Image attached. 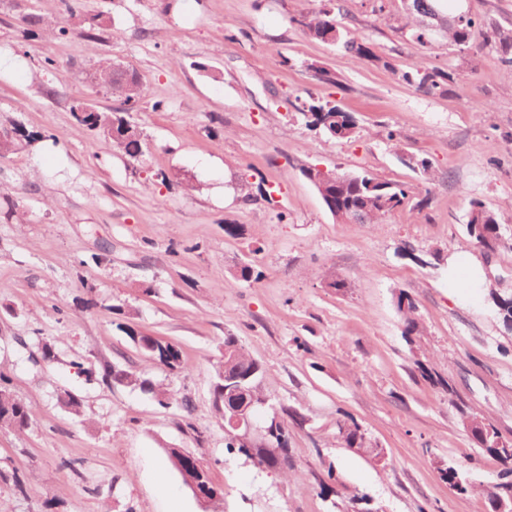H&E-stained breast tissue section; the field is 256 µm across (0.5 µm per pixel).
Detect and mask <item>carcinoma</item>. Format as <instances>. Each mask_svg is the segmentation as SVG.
<instances>
[{
	"instance_id": "1",
	"label": "carcinoma",
	"mask_w": 512,
	"mask_h": 512,
	"mask_svg": "<svg viewBox=\"0 0 512 512\" xmlns=\"http://www.w3.org/2000/svg\"><path fill=\"white\" fill-rule=\"evenodd\" d=\"M24 27L22 37H33L38 32L45 30L53 37L61 39L70 35L71 28L35 14L21 16ZM291 21L297 24L304 34L317 41L326 42L329 34L337 32V39L342 47L352 56L365 61L381 62L382 58L376 53L373 46L356 37L351 32L340 31V23L337 20L334 8H325L311 16L293 17ZM442 28L448 34V38L457 45H467L476 36L477 29L473 20L464 24L448 26L447 20H442ZM107 33V24L102 14L97 13L86 16L82 20L79 35L90 43H97L104 39ZM494 41L498 42L497 50L500 53L501 62L512 67V31L501 33L493 32ZM90 77L102 87L103 91L114 89L113 95L120 99L121 106L115 110L85 112L75 116L76 121L94 131L104 143L124 152L127 156L135 158L143 153V141L141 133L128 132L130 125L128 115L134 111L143 99L144 90L138 76L130 71L112 70V60L106 59L97 62ZM403 82L415 86L427 93L445 91V86L453 81L450 73L437 68H424L416 66L411 70L401 73ZM295 109L306 119L307 125L321 129L332 136L344 138L353 133L356 120L352 113L344 111L334 101L327 97L307 93L304 99L296 98ZM408 198L407 190L396 183L382 182L367 174L338 173L336 181L326 188V195L322 199L328 210L334 214L347 216L353 224H371L381 217L389 215L401 208ZM500 224L495 214L478 200L469 202V220L467 230L470 236L481 232L489 237H497ZM398 310L404 319L403 334L406 336L418 335L421 332L420 324L415 316L417 306L413 299L406 293L399 294L397 302ZM138 349L155 357L162 365L171 371L183 369L182 357L176 344L163 340L156 336H150L135 331L131 327L125 328ZM264 370L261 364L253 359L246 347L236 336L224 337V363L216 371L211 382L213 394V407L216 415L226 421L241 408L248 409L250 418H256L259 408L267 395L264 393L262 382ZM236 379L245 388L249 389L247 396L232 399L224 395V380ZM110 380L137 387L143 391L152 393L159 404L166 405L170 399L169 391L154 384L151 380L141 378L127 371L106 372L102 375V381ZM463 424L479 447L497 457L504 465L503 481L493 486L488 492L490 505L498 501L506 504V512H512V457L501 455L498 449L492 447V438L489 433H497V429L479 417L470 414L466 409H460ZM32 422L30 409L21 401L9 393H0V423L17 430H24ZM339 433L345 445L349 448H363L373 452L375 448L366 437L360 426L356 423L343 424ZM225 447L234 448L237 452L254 464L271 471H277L288 464V457L283 459H264L253 457L249 451L236 443L229 433H224ZM440 478L461 492L468 491L471 484L466 482L459 471L453 467L439 468Z\"/></svg>"
}]
</instances>
